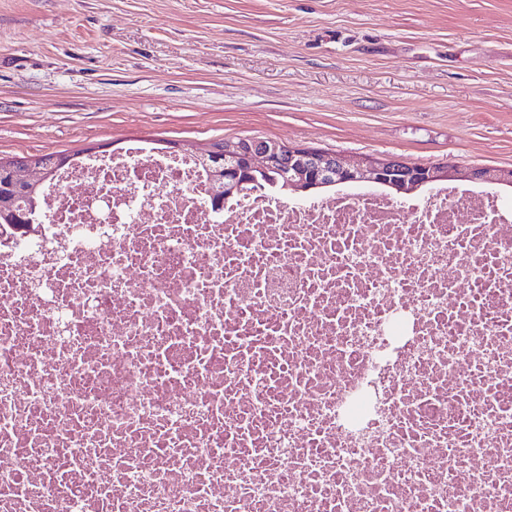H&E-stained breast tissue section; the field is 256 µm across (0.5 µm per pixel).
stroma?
<instances>
[{
  "mask_svg": "<svg viewBox=\"0 0 512 512\" xmlns=\"http://www.w3.org/2000/svg\"><path fill=\"white\" fill-rule=\"evenodd\" d=\"M244 137L512 168V0H0V155Z\"/></svg>",
  "mask_w": 512,
  "mask_h": 512,
  "instance_id": "1",
  "label": "stroma"
}]
</instances>
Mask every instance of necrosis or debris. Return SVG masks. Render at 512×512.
Returning <instances> with one entry per match:
<instances>
[{"mask_svg": "<svg viewBox=\"0 0 512 512\" xmlns=\"http://www.w3.org/2000/svg\"><path fill=\"white\" fill-rule=\"evenodd\" d=\"M43 197L0 225V512H512L511 208L217 207L142 144Z\"/></svg>", "mask_w": 512, "mask_h": 512, "instance_id": "necrosis-or-debris-1", "label": "necrosis or debris"}]
</instances>
